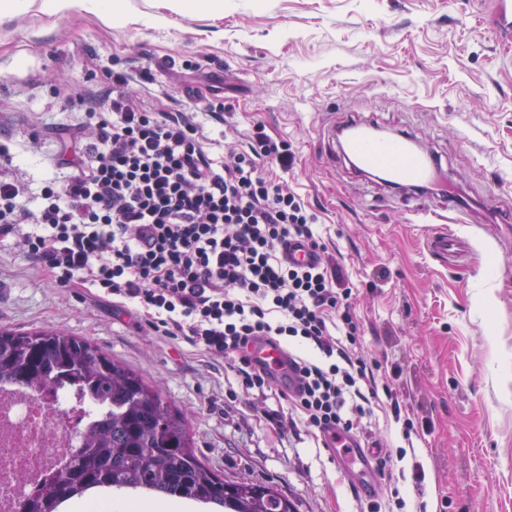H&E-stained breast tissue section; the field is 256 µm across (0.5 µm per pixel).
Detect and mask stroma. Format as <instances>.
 Here are the masks:
<instances>
[{"mask_svg": "<svg viewBox=\"0 0 512 512\" xmlns=\"http://www.w3.org/2000/svg\"><path fill=\"white\" fill-rule=\"evenodd\" d=\"M127 2L129 19L112 27L77 13L0 19V144L20 177L67 175L76 98L117 76L158 110L195 113L215 156L247 149L258 126L288 142L283 178L346 268L375 377L402 408L371 418L372 441L390 453L381 512H512V41L485 21L491 0H212L189 14ZM144 13L157 23H138ZM218 105L220 124L209 117ZM353 120L404 132L447 168L471 215L453 227L472 246L467 264L437 260L433 225L411 221L439 196L389 190L341 157L324 168L334 129ZM1 330L87 338L158 383L223 477L272 483L298 512H365L333 451L261 419L287 401L258 404L199 349L87 288L58 286L10 241Z\"/></svg>", "mask_w": 512, "mask_h": 512, "instance_id": "1", "label": "stroma"}]
</instances>
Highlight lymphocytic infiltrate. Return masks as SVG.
<instances>
[{"instance_id": "f902f5d3", "label": "lymphocytic infiltrate", "mask_w": 512, "mask_h": 512, "mask_svg": "<svg viewBox=\"0 0 512 512\" xmlns=\"http://www.w3.org/2000/svg\"><path fill=\"white\" fill-rule=\"evenodd\" d=\"M83 101L71 174L45 179L35 206L18 180L0 176V240L10 239L64 286L133 308L145 325L184 340L225 367L249 394L277 391L289 415L331 448L363 437L382 400L362 349L344 268L316 235L312 216L281 178L288 144L255 131L249 153L216 160L190 112H154L124 93ZM317 264H289L290 242ZM285 348L292 389L250 345Z\"/></svg>"}]
</instances>
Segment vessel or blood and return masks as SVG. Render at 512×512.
<instances>
[{
  "instance_id": "b4317fda",
  "label": "vessel or blood",
  "mask_w": 512,
  "mask_h": 512,
  "mask_svg": "<svg viewBox=\"0 0 512 512\" xmlns=\"http://www.w3.org/2000/svg\"><path fill=\"white\" fill-rule=\"evenodd\" d=\"M493 14L497 33L506 39L512 37V0H494ZM342 152L353 157L360 166L382 168L388 179L397 183L423 187L442 176L441 170L429 158L411 147L409 137L397 132L377 137L355 131L344 143ZM462 247V238L454 233H438L429 240L431 252L444 260L458 256ZM251 354L278 373L287 365L286 352L264 340L253 345ZM335 451L341 472L356 480L365 494H375L378 485L369 449L359 447L356 438L346 437L337 442Z\"/></svg>"
}]
</instances>
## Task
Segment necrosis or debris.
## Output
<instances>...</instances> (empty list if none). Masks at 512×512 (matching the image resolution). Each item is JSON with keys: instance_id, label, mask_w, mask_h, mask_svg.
I'll return each instance as SVG.
<instances>
[{"instance_id": "necrosis-or-debris-1", "label": "necrosis or debris", "mask_w": 512, "mask_h": 512, "mask_svg": "<svg viewBox=\"0 0 512 512\" xmlns=\"http://www.w3.org/2000/svg\"><path fill=\"white\" fill-rule=\"evenodd\" d=\"M95 405L68 388L42 392L0 384V512L54 474L98 418Z\"/></svg>"}]
</instances>
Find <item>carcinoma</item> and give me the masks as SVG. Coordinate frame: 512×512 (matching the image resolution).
Masks as SVG:
<instances>
[{
    "label": "carcinoma",
    "mask_w": 512,
    "mask_h": 512,
    "mask_svg": "<svg viewBox=\"0 0 512 512\" xmlns=\"http://www.w3.org/2000/svg\"><path fill=\"white\" fill-rule=\"evenodd\" d=\"M2 382L32 391L70 386L100 409L69 462L22 498L16 512H58L62 503L96 488L186 498L222 512H297L268 483L212 471L194 449L188 414L165 400L159 384L85 338L0 331Z\"/></svg>",
    "instance_id": "obj_1"
}]
</instances>
